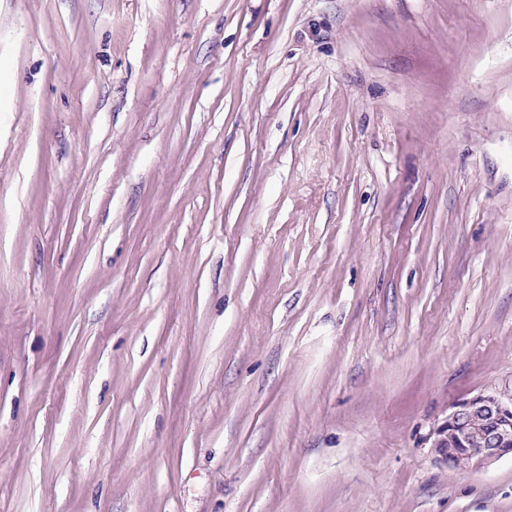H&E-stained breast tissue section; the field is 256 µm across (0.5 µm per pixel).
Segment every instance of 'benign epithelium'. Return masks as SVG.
Wrapping results in <instances>:
<instances>
[{
  "label": "benign epithelium",
  "instance_id": "1",
  "mask_svg": "<svg viewBox=\"0 0 512 512\" xmlns=\"http://www.w3.org/2000/svg\"><path fill=\"white\" fill-rule=\"evenodd\" d=\"M436 447L445 449L448 469L454 471L512 455V396L479 394L459 403Z\"/></svg>",
  "mask_w": 512,
  "mask_h": 512
}]
</instances>
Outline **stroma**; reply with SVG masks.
I'll list each match as a JSON object with an SVG mask.
<instances>
[{"label": "stroma", "instance_id": "stroma-1", "mask_svg": "<svg viewBox=\"0 0 512 512\" xmlns=\"http://www.w3.org/2000/svg\"><path fill=\"white\" fill-rule=\"evenodd\" d=\"M512 0H0V512H512ZM446 428L435 448H445L450 470L512 457V394H479L462 401L448 415Z\"/></svg>", "mask_w": 512, "mask_h": 512}]
</instances>
